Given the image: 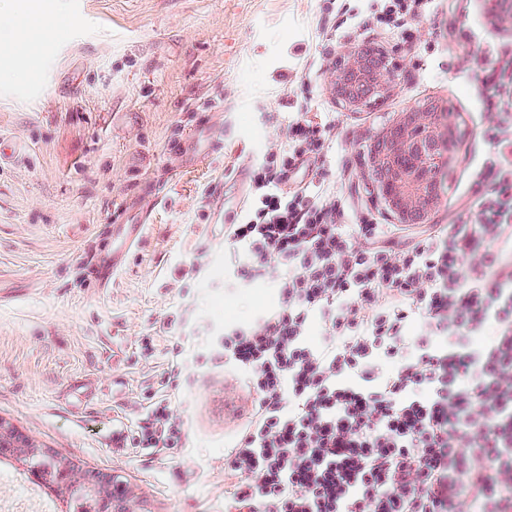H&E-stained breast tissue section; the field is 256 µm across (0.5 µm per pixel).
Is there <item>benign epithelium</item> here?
I'll list each match as a JSON object with an SVG mask.
<instances>
[{
  "instance_id": "obj_1",
  "label": "benign epithelium",
  "mask_w": 512,
  "mask_h": 512,
  "mask_svg": "<svg viewBox=\"0 0 512 512\" xmlns=\"http://www.w3.org/2000/svg\"><path fill=\"white\" fill-rule=\"evenodd\" d=\"M394 78L379 54L358 45L336 63L332 86L337 98L356 110L374 105ZM457 141L451 116L444 107L430 103L402 113L367 148L368 177L397 223H428L440 200L442 168L454 159ZM56 481L66 499L89 496L99 499L105 512H133L122 496H105L88 485L77 465L60 469Z\"/></svg>"
}]
</instances>
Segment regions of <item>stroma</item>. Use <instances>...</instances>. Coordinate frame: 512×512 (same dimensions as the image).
<instances>
[{
    "label": "stroma",
    "instance_id": "1",
    "mask_svg": "<svg viewBox=\"0 0 512 512\" xmlns=\"http://www.w3.org/2000/svg\"><path fill=\"white\" fill-rule=\"evenodd\" d=\"M54 4L32 24L19 0L17 43L0 49L1 70L20 69L29 47L40 62L0 86V136L18 145L0 153V420L59 458L122 477L140 512H224V385L244 380L224 368V327L251 322L278 289L274 277L254 290L230 276L220 215L244 196L235 171L308 100L336 115L324 169L342 181L353 223H390L363 154L399 113L435 99L460 129L432 214L448 223L488 120L467 79L471 57L449 49L453 30L479 45L512 39V28L489 19L484 0H434L419 47L365 23L364 0H339L334 31L321 23L324 0ZM362 43L384 53L395 80L353 111L306 71ZM218 112L224 148L197 161L183 147L207 148ZM116 224L144 235L101 288L98 257ZM163 396L184 421L178 446L136 447L142 414Z\"/></svg>",
    "mask_w": 512,
    "mask_h": 512
}]
</instances>
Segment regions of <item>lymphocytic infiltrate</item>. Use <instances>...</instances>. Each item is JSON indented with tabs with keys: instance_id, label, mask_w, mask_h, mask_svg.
I'll list each match as a JSON object with an SVG mask.
<instances>
[{
	"instance_id": "lymphocytic-infiltrate-1",
	"label": "lymphocytic infiltrate",
	"mask_w": 512,
	"mask_h": 512,
	"mask_svg": "<svg viewBox=\"0 0 512 512\" xmlns=\"http://www.w3.org/2000/svg\"><path fill=\"white\" fill-rule=\"evenodd\" d=\"M431 0L372 18L421 42ZM455 48L490 115L473 197L448 224L349 221L320 163L335 118L300 106L249 169L224 238L272 307L224 334L252 396L224 458L228 512H512V43ZM168 400L136 431L177 447Z\"/></svg>"
}]
</instances>
